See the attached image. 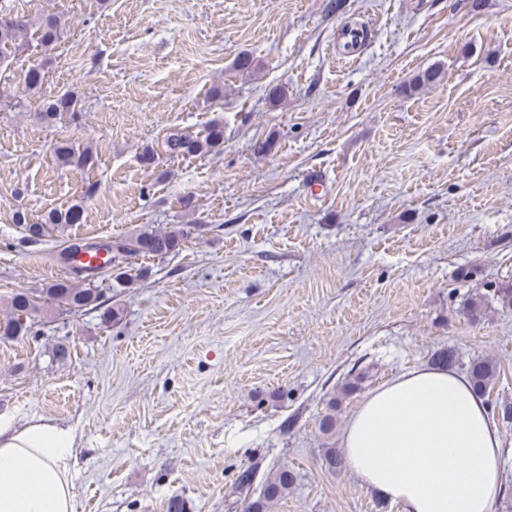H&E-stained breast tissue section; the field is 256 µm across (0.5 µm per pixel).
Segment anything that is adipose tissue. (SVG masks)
<instances>
[{
  "instance_id": "1",
  "label": "adipose tissue",
  "mask_w": 512,
  "mask_h": 512,
  "mask_svg": "<svg viewBox=\"0 0 512 512\" xmlns=\"http://www.w3.org/2000/svg\"><path fill=\"white\" fill-rule=\"evenodd\" d=\"M342 459L360 485L404 512H493L501 437L483 400L451 369L406 372L349 419ZM71 429L0 415V512H75Z\"/></svg>"
}]
</instances>
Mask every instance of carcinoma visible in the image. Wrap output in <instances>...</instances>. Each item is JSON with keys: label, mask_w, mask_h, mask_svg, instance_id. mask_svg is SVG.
Segmentation results:
<instances>
[{"label": "carcinoma", "mask_w": 512, "mask_h": 512, "mask_svg": "<svg viewBox=\"0 0 512 512\" xmlns=\"http://www.w3.org/2000/svg\"><path fill=\"white\" fill-rule=\"evenodd\" d=\"M36 27L38 45L47 49L57 43L64 29L62 16L57 13L42 14L34 20L19 19L12 15L0 13V59L9 57L20 48L17 43L22 31ZM45 74L37 67L29 68L23 77L25 91L34 92L41 88ZM443 79L439 68L429 67L422 71L412 83L405 88L414 92L423 87L438 84ZM79 98L76 92L67 91L46 100L41 112L40 122L51 125L64 118L71 121L78 119ZM168 151L175 155L193 156L209 152H219L224 148V124L215 122L207 127L202 136L191 134H172L166 141ZM55 159L60 166L89 169L96 163V158L89 147L81 148L71 141L63 140L54 148ZM83 200H78L65 210H52L45 223L30 224L24 212L15 213V223L22 226L24 238L29 243H38L49 233V228L62 224H79L83 220ZM184 240L181 231H160L144 229L129 237L104 241L86 242L80 238L71 239L56 255L58 263L64 265L74 274V279L56 280L36 291H19L10 296L8 308L10 314L0 319V339L14 340L30 336L36 325L35 319L44 309L53 306L62 312L98 309L106 321L115 320L120 315L119 307L108 305L102 290L96 286L97 280L105 272L120 267V272L111 277L109 288L117 290L130 285L140 274L130 273L124 266L125 260L135 256L162 257L176 252ZM88 250H103L107 253V262L103 266L74 264L71 262L78 253ZM466 375L472 388L480 396L490 394V388L496 375V364L489 359L472 360ZM364 374L358 372L345 381L339 396H331L325 404L326 411L318 420V430L324 436H330L336 428V409L342 400L350 397L358 389ZM258 476V468L247 466L236 473L235 484L245 492L243 512H269L274 504L288 495V490L295 482V474L286 466L278 467L262 481L257 497L248 495Z\"/></svg>", "instance_id": "cac0c4a2"}]
</instances>
